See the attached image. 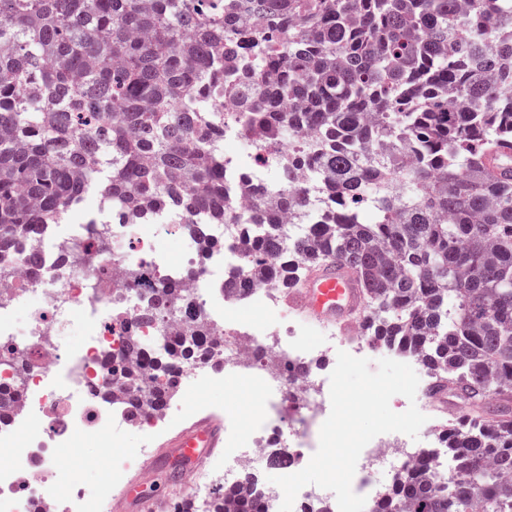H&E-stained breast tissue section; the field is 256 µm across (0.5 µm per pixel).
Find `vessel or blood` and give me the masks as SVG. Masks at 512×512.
Returning a JSON list of instances; mask_svg holds the SVG:
<instances>
[{
	"label": "vessel or blood",
	"instance_id": "obj_1",
	"mask_svg": "<svg viewBox=\"0 0 512 512\" xmlns=\"http://www.w3.org/2000/svg\"><path fill=\"white\" fill-rule=\"evenodd\" d=\"M290 303L308 318L343 327L354 323L364 308V293L355 272L345 263L331 261L315 268L290 295ZM224 434L219 421L201 418L170 438L164 455L179 460L185 473H193L217 448ZM158 476V461L150 459L125 488L113 508L115 512H152L153 500L144 496Z\"/></svg>",
	"mask_w": 512,
	"mask_h": 512
}]
</instances>
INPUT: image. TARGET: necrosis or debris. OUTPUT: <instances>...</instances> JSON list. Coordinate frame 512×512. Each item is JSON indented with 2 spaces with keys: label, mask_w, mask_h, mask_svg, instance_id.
I'll return each mask as SVG.
<instances>
[{
  "label": "necrosis or debris",
  "mask_w": 512,
  "mask_h": 512,
  "mask_svg": "<svg viewBox=\"0 0 512 512\" xmlns=\"http://www.w3.org/2000/svg\"><path fill=\"white\" fill-rule=\"evenodd\" d=\"M224 157L229 196L239 195L246 182L263 187L272 199L280 193L277 164L260 158L256 137L231 121L224 124ZM186 220V214L158 210L142 224L129 220L126 211L102 207L96 223L48 224L38 236L24 237L13 260L0 270V392L11 403L10 409L0 410V446L12 450L9 461L0 463V512H106L112 487L149 456V446L130 450L107 478L95 483L84 480L80 460L62 456L61 448L129 424L127 400L149 392L153 383L180 392L207 381L219 366L225 377L249 381L265 393L264 419L191 483L193 506L196 512H210L225 487L247 479L265 512H278L283 493L265 473L289 475L307 464L313 439L331 411V370L324 357L339 349L361 358L378 353L416 366L414 353L377 346L367 336L342 329L323 328L317 348H310L308 329L291 316L279 283L261 284L244 298L232 293L227 284L246 263L241 250L228 248L234 233L227 225H209L213 249L205 252L189 244L179 262H169L157 251V237H182ZM101 229L112 238L105 254L97 250ZM75 239L83 244L81 265L64 259ZM31 255L39 257L38 268L29 267ZM132 270L140 275V289L125 286ZM172 277L194 318L140 321L145 305L141 288ZM250 305L265 312V322L242 316ZM72 328L83 332L75 348L64 342ZM183 335L198 337L205 355L175 357L170 343ZM132 337L143 348L140 357L125 358V373L113 371V357L122 356ZM19 346L29 362L21 377L3 355ZM429 432L432 446L425 457L398 432L378 435L366 445L357 490L366 499L364 512H375L382 494L419 461H427L439 481L452 477L445 426L430 423ZM61 483L69 488L63 496L57 492Z\"/></svg>",
  "instance_id": "necrosis-or-debris-1"
}]
</instances>
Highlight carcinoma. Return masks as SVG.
<instances>
[{
	"instance_id": "carcinoma-1",
	"label": "carcinoma",
	"mask_w": 512,
	"mask_h": 512,
	"mask_svg": "<svg viewBox=\"0 0 512 512\" xmlns=\"http://www.w3.org/2000/svg\"><path fill=\"white\" fill-rule=\"evenodd\" d=\"M279 162L281 206L303 172L331 214L303 236L244 239L242 296L290 288L317 264L355 266L362 331L401 342L474 413L448 425L456 476L422 461L379 512H512V0H0V254L89 196L141 216L169 207L222 224L224 113ZM416 152L405 167V151ZM172 280L142 318L182 312ZM232 512H263L241 483Z\"/></svg>"
}]
</instances>
